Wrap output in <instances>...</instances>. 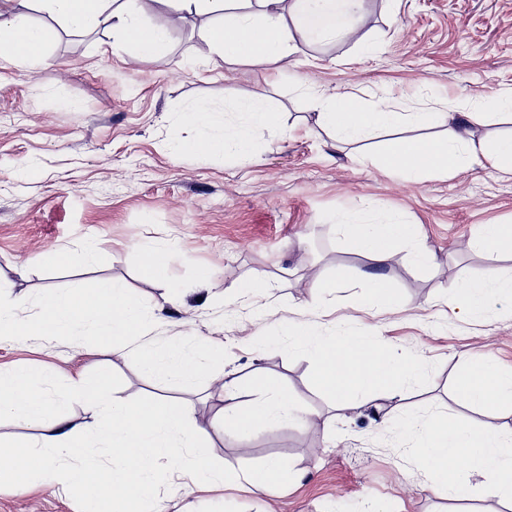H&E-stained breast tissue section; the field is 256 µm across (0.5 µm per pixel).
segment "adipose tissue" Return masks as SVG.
I'll return each instance as SVG.
<instances>
[{"label":"adipose tissue","instance_id":"adipose-tissue-1","mask_svg":"<svg viewBox=\"0 0 512 512\" xmlns=\"http://www.w3.org/2000/svg\"><path fill=\"white\" fill-rule=\"evenodd\" d=\"M184 17L210 14L215 18L207 39L227 63L278 65L293 56L298 40L318 43L357 34L361 0H163ZM48 14L52 24L34 22L31 9ZM142 0H15L0 11V59L35 67L47 58L59 28L83 32L112 29L117 39L132 46L143 59L165 57L171 33L165 22L141 17ZM318 121L337 141L356 142L377 130L404 125L451 123V135L438 138L396 137L381 155V164L398 176L445 173L461 164L487 160L496 170L512 175V136L474 141L469 130L478 122L476 112H398L389 102L365 108L356 95H326L318 101ZM239 121L227 126L221 111L205 105L183 109L181 120L196 131L191 144H177L176 152L191 149L214 165L235 159L244 163L258 158L256 136L274 125L277 114L260 97L239 101ZM336 230L349 247L373 262L375 272L355 280L366 293L364 303L379 310L407 305L406 297L393 292L379 267L407 249L415 266L426 267L431 254L422 246L417 225L399 215L372 219L362 213L342 218ZM512 296V276L477 281L460 272L448 304L460 313L482 315L493 298ZM289 335L306 334L305 349L312 361L311 381L334 408L360 410L376 397L401 402L408 387L423 372L382 346L377 337L354 334L320 336L288 326ZM55 377H34L25 367L0 372V416L34 424L35 439L0 442V487L24 489L39 480L65 493L81 496L84 512H164L154 492L173 476L214 486L234 485L262 491L292 475L288 463L272 458L256 469L233 470L215 459L197 454L210 429L249 439L258 427L289 424L298 418L292 396L282 383L266 374L235 378L221 383L222 406L202 427L192 404L163 397H143L127 402L115 394V378L100 373L70 379L65 390L54 388ZM454 394L478 407L512 410V370L502 369L493 355L464 363L453 381ZM249 402H241L242 394ZM78 398L93 420L94 431L106 447L108 459L89 453L84 430L68 415L71 398ZM410 442L407 458L419 461L425 476L457 500L473 494L471 477L500 500L512 503V438L493 426L477 427L449 417L440 410L415 420L405 418Z\"/></svg>","mask_w":512,"mask_h":512}]
</instances>
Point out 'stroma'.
Returning <instances> with one entry per match:
<instances>
[{
  "label": "stroma",
  "instance_id": "obj_1",
  "mask_svg": "<svg viewBox=\"0 0 512 512\" xmlns=\"http://www.w3.org/2000/svg\"><path fill=\"white\" fill-rule=\"evenodd\" d=\"M143 18L165 19L172 39L161 60H133L111 30L60 29L44 64L0 60V287L23 300L52 288L110 278L151 304L178 296V311L155 331L223 342V372L255 369L284 381L304 423L259 428L243 442L211 431L201 454L233 469L273 456L301 472L264 493L237 488L162 485L165 512H512L486 493L460 501L427 481L402 455L405 430L364 416H337L311 384L305 351L281 336L288 319L314 332L375 328L383 343L425 361L405 400L412 417L436 410L512 431V414L452 399L448 383L462 362L494 354L512 370V298L467 317L446 305L457 273L474 279L512 274V255L488 257L471 246L484 224L512 225V177L474 164L407 183L375 163L385 133L339 143L316 119L324 94L352 92L366 105L392 101L401 112H482L475 140L512 133V121L488 116L491 99L512 88V0H362L364 43L339 38L300 42L280 72L244 63L210 64L209 17L182 18L159 0H142ZM262 96L277 126L257 136L259 161L215 167L199 153L173 154V139L195 131L181 110L204 102L235 123V103ZM400 214L419 225L433 254L426 270L397 255L383 274L406 309L371 317L360 289H337L336 310L312 305L324 278L368 268L336 232L349 213ZM93 242L90 265L51 260L50 250ZM166 245V276L146 278L135 243ZM261 279L263 302L236 299L238 286ZM24 364L65 382L115 368L118 394L134 401L153 385L120 353L43 339L0 344V369ZM163 395L192 402L209 425L221 402L216 386H165ZM0 512H82L80 496L52 486L0 489Z\"/></svg>",
  "mask_w": 512,
  "mask_h": 512
}]
</instances>
